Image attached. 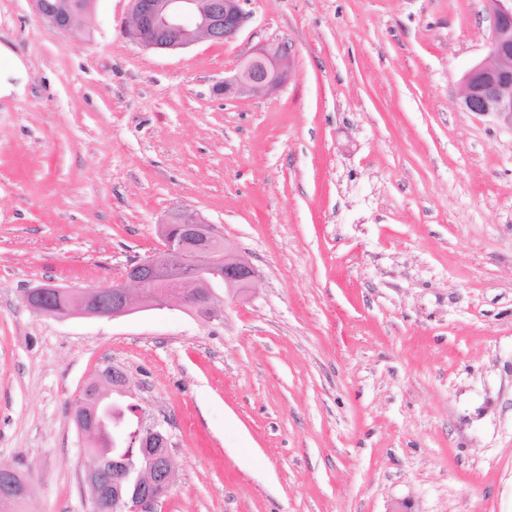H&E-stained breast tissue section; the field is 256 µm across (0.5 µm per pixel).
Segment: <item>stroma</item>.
<instances>
[{
	"label": "stroma",
	"instance_id": "35a3bbf8",
	"mask_svg": "<svg viewBox=\"0 0 512 512\" xmlns=\"http://www.w3.org/2000/svg\"><path fill=\"white\" fill-rule=\"evenodd\" d=\"M232 39L148 49L0 0V465L23 512H90L73 403L105 365L163 421L157 512H512V130L464 111L486 0H247ZM272 43L287 81L218 88ZM199 213L258 270L208 320L53 319Z\"/></svg>",
	"mask_w": 512,
	"mask_h": 512
}]
</instances>
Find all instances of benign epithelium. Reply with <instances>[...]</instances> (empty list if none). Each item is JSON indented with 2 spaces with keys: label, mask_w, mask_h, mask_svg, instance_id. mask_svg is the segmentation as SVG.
Instances as JSON below:
<instances>
[{
  "label": "benign epithelium",
  "mask_w": 512,
  "mask_h": 512,
  "mask_svg": "<svg viewBox=\"0 0 512 512\" xmlns=\"http://www.w3.org/2000/svg\"><path fill=\"white\" fill-rule=\"evenodd\" d=\"M134 41L149 49L176 50L203 36L226 41L237 35L248 18L246 0H132ZM493 37L489 59L470 68L463 76L461 106L464 111L489 117L512 130V0H487ZM36 12L56 29L69 33L72 17L56 9L49 0H34ZM289 52L281 45H267L244 58L236 75L224 82L229 98L247 92L274 89L288 77ZM162 250L128 265L121 281L84 289L61 287L48 280L28 289L24 304L50 317L117 318L139 308L162 309L177 302L209 319L219 316L224 296L237 298L252 288L257 269L244 256L223 243L213 225L198 213L177 210L158 225ZM224 282V293L213 284ZM132 393L127 375L103 390L87 386L76 398L73 415L82 437L97 440L107 430L112 394ZM135 429L141 438L138 456L142 465L131 467L121 448L129 434L119 433L120 449L113 450L112 477L102 485L98 475L103 456H83L84 481L92 512H156L160 497L174 479L169 438L156 422L149 423L142 410L134 408Z\"/></svg>",
  "instance_id": "benign-epithelium-1"
}]
</instances>
